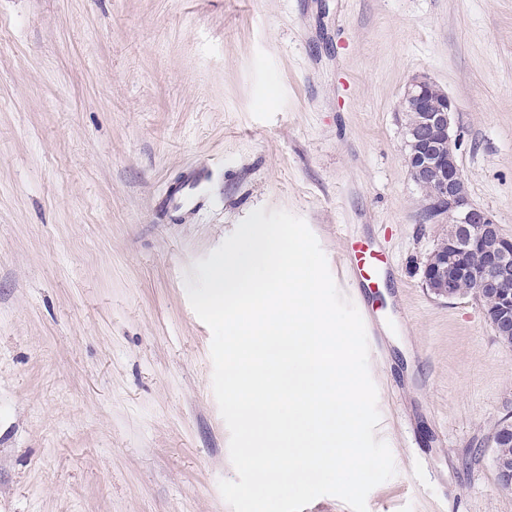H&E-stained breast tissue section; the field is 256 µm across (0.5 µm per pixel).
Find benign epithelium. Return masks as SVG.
I'll return each mask as SVG.
<instances>
[{"instance_id":"benign-epithelium-1","label":"benign epithelium","mask_w":512,"mask_h":512,"mask_svg":"<svg viewBox=\"0 0 512 512\" xmlns=\"http://www.w3.org/2000/svg\"><path fill=\"white\" fill-rule=\"evenodd\" d=\"M400 111L412 113V121L404 125L409 176L434 191L428 218L448 214V243L425 264L424 284L435 296L451 299L462 278L469 277L500 302L494 332L504 342L512 335V293L505 292L512 287V240L470 199L459 163L456 103L437 83L416 75L404 90Z\"/></svg>"}]
</instances>
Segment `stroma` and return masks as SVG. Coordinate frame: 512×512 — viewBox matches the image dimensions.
Returning <instances> with one entry per match:
<instances>
[{
	"label": "stroma",
	"instance_id": "1",
	"mask_svg": "<svg viewBox=\"0 0 512 512\" xmlns=\"http://www.w3.org/2000/svg\"><path fill=\"white\" fill-rule=\"evenodd\" d=\"M416 75L512 239V0H0V512H232L185 281L258 208L328 266L367 240L393 263L369 372L396 474L368 512H512V350L422 278L448 225L407 172Z\"/></svg>",
	"mask_w": 512,
	"mask_h": 512
}]
</instances>
